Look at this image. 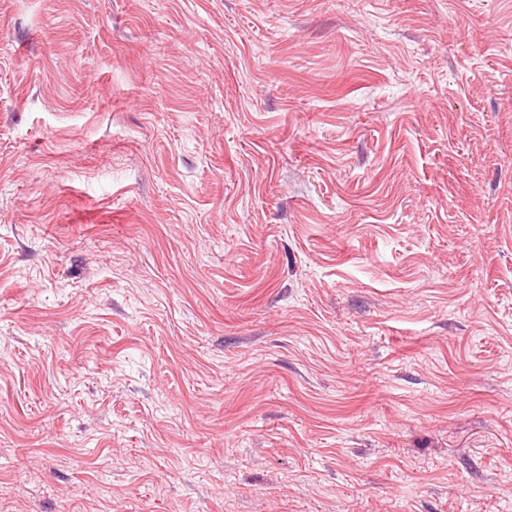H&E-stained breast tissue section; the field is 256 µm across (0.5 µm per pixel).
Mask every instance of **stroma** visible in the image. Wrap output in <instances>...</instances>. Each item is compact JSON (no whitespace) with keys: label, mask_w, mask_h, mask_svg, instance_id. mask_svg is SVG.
Segmentation results:
<instances>
[{"label":"stroma","mask_w":512,"mask_h":512,"mask_svg":"<svg viewBox=\"0 0 512 512\" xmlns=\"http://www.w3.org/2000/svg\"><path fill=\"white\" fill-rule=\"evenodd\" d=\"M0 512H512V0H0Z\"/></svg>","instance_id":"35a3bbf8"}]
</instances>
